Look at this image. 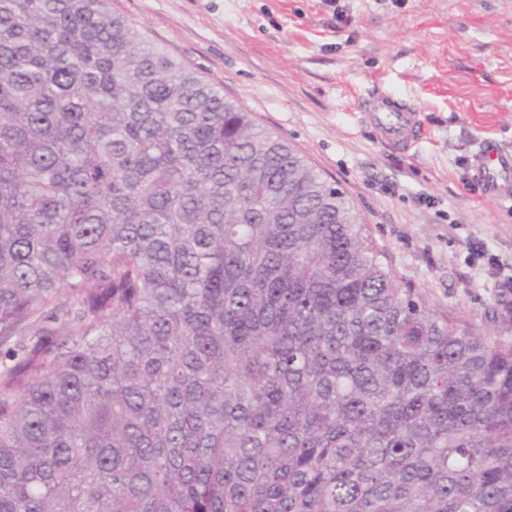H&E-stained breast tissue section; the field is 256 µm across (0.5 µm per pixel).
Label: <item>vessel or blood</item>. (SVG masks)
Wrapping results in <instances>:
<instances>
[{
  "instance_id": "1",
  "label": "vessel or blood",
  "mask_w": 512,
  "mask_h": 512,
  "mask_svg": "<svg viewBox=\"0 0 512 512\" xmlns=\"http://www.w3.org/2000/svg\"><path fill=\"white\" fill-rule=\"evenodd\" d=\"M365 110L382 137L393 147L409 149L423 132L420 112L396 103L390 94L372 95L365 102ZM474 174L491 196L512 197V155L480 146L474 158Z\"/></svg>"
}]
</instances>
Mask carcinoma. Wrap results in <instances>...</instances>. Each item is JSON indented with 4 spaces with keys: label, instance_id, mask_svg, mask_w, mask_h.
Here are the masks:
<instances>
[{
    "label": "carcinoma",
    "instance_id": "obj_1",
    "mask_svg": "<svg viewBox=\"0 0 512 512\" xmlns=\"http://www.w3.org/2000/svg\"><path fill=\"white\" fill-rule=\"evenodd\" d=\"M0 512H512V341L112 0H0Z\"/></svg>",
    "mask_w": 512,
    "mask_h": 512
}]
</instances>
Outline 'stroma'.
I'll return each mask as SVG.
<instances>
[{"instance_id":"35a3bbf8","label":"stroma","mask_w":512,"mask_h":512,"mask_svg":"<svg viewBox=\"0 0 512 512\" xmlns=\"http://www.w3.org/2000/svg\"><path fill=\"white\" fill-rule=\"evenodd\" d=\"M222 86L351 200L401 287L480 336L512 339V202L473 178L512 150V0H112ZM388 91L422 114L409 151L362 110Z\"/></svg>"}]
</instances>
